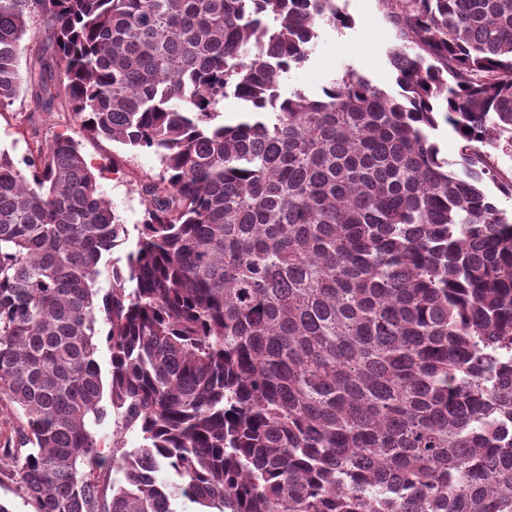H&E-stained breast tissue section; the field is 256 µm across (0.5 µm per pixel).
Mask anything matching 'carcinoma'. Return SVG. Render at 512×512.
<instances>
[{
	"label": "carcinoma",
	"instance_id": "1",
	"mask_svg": "<svg viewBox=\"0 0 512 512\" xmlns=\"http://www.w3.org/2000/svg\"><path fill=\"white\" fill-rule=\"evenodd\" d=\"M381 2L398 95L347 68L311 98L282 86L351 26L336 0H0V109L27 87L161 166L120 266L78 141L0 150V397L27 445L3 453L35 512H512V216L482 151L512 148V0ZM110 412L140 441L107 458ZM432 137L439 146L441 157L448 161L458 159L463 142L449 125L441 121L438 129L432 132Z\"/></svg>",
	"mask_w": 512,
	"mask_h": 512
}]
</instances>
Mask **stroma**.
Here are the masks:
<instances>
[{
  "instance_id": "35a3bbf8",
  "label": "stroma",
  "mask_w": 512,
  "mask_h": 512,
  "mask_svg": "<svg viewBox=\"0 0 512 512\" xmlns=\"http://www.w3.org/2000/svg\"><path fill=\"white\" fill-rule=\"evenodd\" d=\"M337 4L351 17V27L321 26L314 50L301 67L289 73L285 89L319 95L331 78L350 67L372 85L397 93L389 53L399 44V33L380 0H337ZM59 133L81 140L86 159L102 172L99 183L106 199L121 216L130 237H137L136 226L144 217L140 184L146 176L159 172L156 156L107 139L86 138L73 117L60 110L50 115L36 112L29 101L21 99L0 110V148L14 159H22L34 142L50 141Z\"/></svg>"
}]
</instances>
